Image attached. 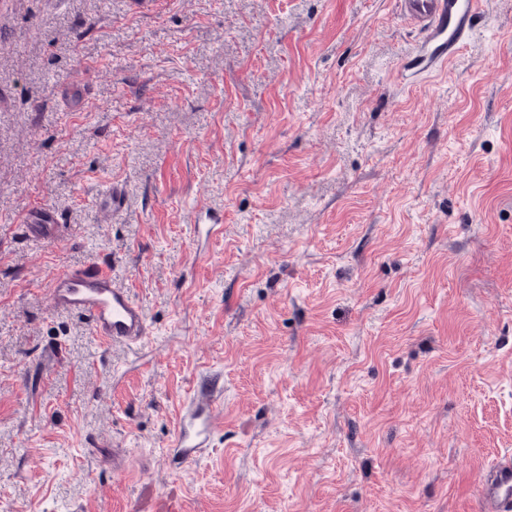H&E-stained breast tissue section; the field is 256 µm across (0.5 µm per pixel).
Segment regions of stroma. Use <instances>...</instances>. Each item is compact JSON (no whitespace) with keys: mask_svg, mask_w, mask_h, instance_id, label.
Returning <instances> with one entry per match:
<instances>
[{"mask_svg":"<svg viewBox=\"0 0 512 512\" xmlns=\"http://www.w3.org/2000/svg\"><path fill=\"white\" fill-rule=\"evenodd\" d=\"M486 20L407 85L397 0H0V512H479L512 455V0ZM91 262L144 346L51 311ZM212 386V448L172 463ZM27 233L37 240L60 241L55 211L51 208H39L27 213L24 219Z\"/></svg>","mask_w":512,"mask_h":512,"instance_id":"1","label":"stroma"}]
</instances>
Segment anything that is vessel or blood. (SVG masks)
Listing matches in <instances>:
<instances>
[{
  "mask_svg": "<svg viewBox=\"0 0 512 512\" xmlns=\"http://www.w3.org/2000/svg\"><path fill=\"white\" fill-rule=\"evenodd\" d=\"M401 15L423 32L407 66L421 77L442 69L481 30L485 0H398ZM27 233L37 240L58 241L53 209L27 213ZM51 309L85 317L99 341L133 348L149 334L147 313L128 288L102 265L90 263L66 270L46 281ZM219 403L199 393L183 403L182 416L168 446L184 461L198 460L212 447ZM481 512H512V457L498 459L478 484Z\"/></svg>",
  "mask_w": 512,
  "mask_h": 512,
  "instance_id": "1",
  "label": "vessel or blood"
}]
</instances>
